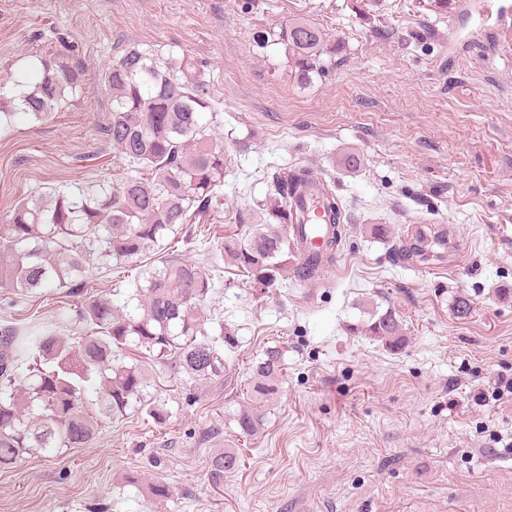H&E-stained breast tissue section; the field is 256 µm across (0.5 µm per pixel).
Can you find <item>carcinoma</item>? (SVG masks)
<instances>
[{"label": "carcinoma", "instance_id": "obj_1", "mask_svg": "<svg viewBox=\"0 0 512 512\" xmlns=\"http://www.w3.org/2000/svg\"><path fill=\"white\" fill-rule=\"evenodd\" d=\"M275 37L303 79L321 68L329 52L325 34L305 20L288 23ZM31 60L9 91L0 89V129L20 114L50 120L82 89V65L59 61L53 53ZM200 77L201 70L185 58L161 60L135 47L106 69L103 83L112 108L101 133L125 176L111 184L43 191L1 213L0 288H81L90 268L142 259L210 207L224 183L227 157L204 122L212 106L199 93ZM309 176L303 168L275 174L264 203L266 223L248 224L241 237L224 242V261L260 288L280 283L288 271L295 278L315 277L333 261L313 252L303 263L291 262L298 257L291 202ZM159 263L140 273L144 283L136 284L134 308L106 297L85 302L77 310L86 330L82 336L0 331V469L29 454L58 456L83 448L99 422L123 418L131 408L163 423L169 410L146 402L144 368L125 363L134 352L193 378L224 372L220 346L234 338L210 335L201 319L220 270L168 255ZM365 332L394 348L405 341L392 311L368 322ZM284 355L270 347L253 367L256 401L277 394ZM234 421L247 438L256 434L261 417L254 408ZM239 462L236 452L226 450L212 455L209 467L221 476L237 470Z\"/></svg>", "mask_w": 512, "mask_h": 512}]
</instances>
